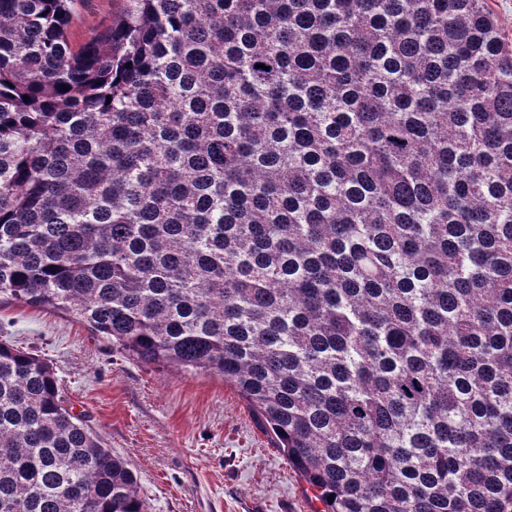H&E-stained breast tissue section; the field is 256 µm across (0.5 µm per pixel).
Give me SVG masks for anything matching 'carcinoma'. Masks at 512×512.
<instances>
[{
  "label": "carcinoma",
  "mask_w": 512,
  "mask_h": 512,
  "mask_svg": "<svg viewBox=\"0 0 512 512\" xmlns=\"http://www.w3.org/2000/svg\"><path fill=\"white\" fill-rule=\"evenodd\" d=\"M74 2L0 0V298L222 378L318 512H512L487 0H120L76 51ZM0 512H148L2 341Z\"/></svg>",
  "instance_id": "1"
}]
</instances>
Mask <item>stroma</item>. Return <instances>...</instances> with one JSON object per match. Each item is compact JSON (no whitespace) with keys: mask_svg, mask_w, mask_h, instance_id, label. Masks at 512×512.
Listing matches in <instances>:
<instances>
[{"mask_svg":"<svg viewBox=\"0 0 512 512\" xmlns=\"http://www.w3.org/2000/svg\"><path fill=\"white\" fill-rule=\"evenodd\" d=\"M119 0H75L78 47ZM0 340L41 355L74 412L126 459L149 512H319L306 483L222 379L132 360L62 313L0 302Z\"/></svg>","mask_w":512,"mask_h":512,"instance_id":"1","label":"stroma"}]
</instances>
